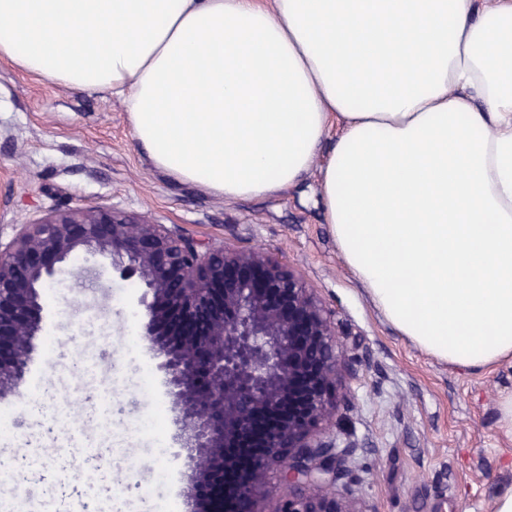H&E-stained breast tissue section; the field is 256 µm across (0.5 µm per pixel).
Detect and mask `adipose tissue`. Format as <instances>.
Listing matches in <instances>:
<instances>
[{"instance_id":"ef3b65f1","label":"adipose tissue","mask_w":512,"mask_h":512,"mask_svg":"<svg viewBox=\"0 0 512 512\" xmlns=\"http://www.w3.org/2000/svg\"><path fill=\"white\" fill-rule=\"evenodd\" d=\"M0 60L123 97L151 164L224 200L318 168L400 336L512 360V0H0Z\"/></svg>"}]
</instances>
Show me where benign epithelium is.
I'll return each instance as SVG.
<instances>
[{
    "label": "benign epithelium",
    "instance_id": "benign-epithelium-1",
    "mask_svg": "<svg viewBox=\"0 0 512 512\" xmlns=\"http://www.w3.org/2000/svg\"><path fill=\"white\" fill-rule=\"evenodd\" d=\"M146 288L141 336L175 404L187 498L211 512H358L336 489L350 451L326 425L346 354L302 274L277 257L215 246L103 205L57 208L0 248V395L36 349L41 289L79 252Z\"/></svg>",
    "mask_w": 512,
    "mask_h": 512
}]
</instances>
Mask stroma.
<instances>
[{
	"mask_svg": "<svg viewBox=\"0 0 512 512\" xmlns=\"http://www.w3.org/2000/svg\"><path fill=\"white\" fill-rule=\"evenodd\" d=\"M0 245L8 246L22 225L54 208L104 205L148 216L183 236L213 245L232 244L271 253L299 270L316 289L346 350V377L336 388L330 435L338 446L354 445L347 476L337 487L372 512H493V487L512 484V439L496 426L497 402L512 392V361L482 371L456 368L425 354L399 336L372 306L344 265L320 205L317 171L271 197L227 201L153 167L134 139L122 97L70 89L31 78L0 62ZM138 284L117 277L105 288H77L60 277L43 297L47 317L30 370L18 393L0 396V408L18 412L16 437L0 443V471L27 466L23 497L48 512H101L103 501L125 497L147 512L142 488L155 469L167 475L162 494L191 512L182 490L190 480L186 460L148 455V435L130 436L127 426L173 403L153 384L138 392L144 370L156 364L141 339L145 315ZM110 369L87 380L71 379L72 353ZM67 391L73 403L98 392L112 394L107 416L87 410L81 428L37 397L44 385ZM105 448L144 450V466L128 482L113 457L96 490L82 479L95 457L77 450V438Z\"/></svg>",
	"mask_w": 512,
	"mask_h": 512,
	"instance_id": "35a3bbf8",
	"label": "stroma"
}]
</instances>
